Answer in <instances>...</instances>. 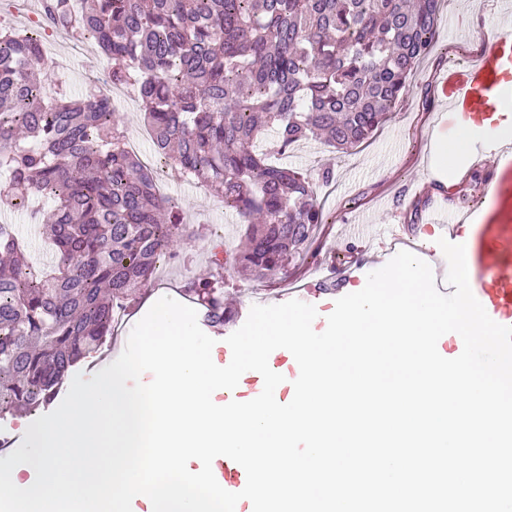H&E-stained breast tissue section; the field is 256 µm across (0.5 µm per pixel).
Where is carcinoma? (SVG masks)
<instances>
[{
    "label": "carcinoma",
    "mask_w": 512,
    "mask_h": 512,
    "mask_svg": "<svg viewBox=\"0 0 512 512\" xmlns=\"http://www.w3.org/2000/svg\"><path fill=\"white\" fill-rule=\"evenodd\" d=\"M58 25L69 0H42ZM441 0H81L76 28L137 83L155 152L224 199L246 226L254 278L284 274L323 223L310 180L271 161L322 139L349 149L389 120L429 53ZM36 38L0 32L3 202L33 213L56 262L33 264L0 224V413L51 401L68 373L112 335L114 310L192 235L127 149L108 96L69 101L35 72ZM206 320L224 323L219 282L193 280Z\"/></svg>",
    "instance_id": "cac0c4a2"
}]
</instances>
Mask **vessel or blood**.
Instances as JSON below:
<instances>
[{
	"instance_id": "obj_1",
	"label": "vessel or blood",
	"mask_w": 512,
	"mask_h": 512,
	"mask_svg": "<svg viewBox=\"0 0 512 512\" xmlns=\"http://www.w3.org/2000/svg\"><path fill=\"white\" fill-rule=\"evenodd\" d=\"M511 41L512 34L507 32L484 39L467 66L442 73L441 89L449 114L482 112L488 94L497 91L501 79L512 70V51L506 49ZM473 254L474 296L495 322L512 327V225L495 221L479 225Z\"/></svg>"
}]
</instances>
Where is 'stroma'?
<instances>
[{"label":"stroma","instance_id":"1","mask_svg":"<svg viewBox=\"0 0 512 512\" xmlns=\"http://www.w3.org/2000/svg\"><path fill=\"white\" fill-rule=\"evenodd\" d=\"M505 27L495 0H445L432 49L412 77L407 95L371 138L344 152L318 140L294 147L287 164L314 184L324 222L309 252L289 261L286 275L259 281L236 273L232 263L242 246L245 227L235 212L225 209L223 199L197 181L180 179L162 159H155L151 169L157 182L166 185L170 199L198 234L175 245L173 258L161 262L156 283L136 291L126 327L104 345L110 357L122 353L132 326L145 315L147 297L168 296L182 290L186 281L219 271L224 274V302L231 318L223 327L206 330L215 341L216 365L229 364L232 352L226 339L244 324L251 307L289 301L288 290L294 286L307 288L306 302L317 310L312 327L323 332L339 296L364 287L371 271L367 265L355 271L350 268L353 256L369 242L368 236L355 234L348 226L351 218L376 228L398 225L414 237L428 233L434 242L419 245V253L440 254L437 240L444 235L442 228L429 223L426 215H414L409 207L412 200L434 192L436 184L446 180L433 147L448 134V106L439 77L448 64L469 62L479 47V34L491 36ZM81 47L82 54L76 55L64 41L49 46L66 64L58 75L57 88L70 100L85 95L91 83L83 55L96 54L97 47L86 41ZM326 167L333 173L328 184L321 180Z\"/></svg>","mask_w":512,"mask_h":512}]
</instances>
